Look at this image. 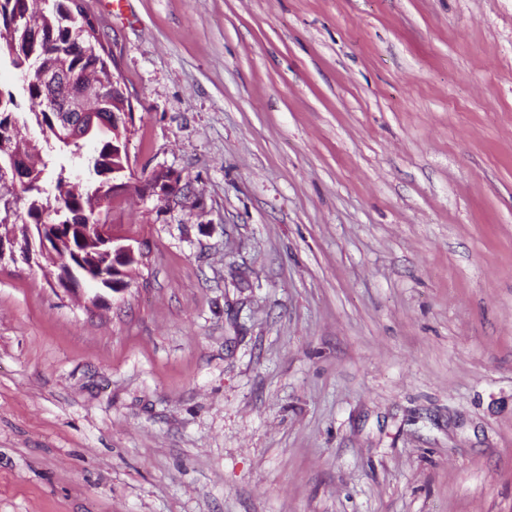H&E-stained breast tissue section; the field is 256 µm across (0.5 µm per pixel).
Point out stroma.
I'll return each mask as SVG.
<instances>
[{"instance_id": "obj_1", "label": "stroma", "mask_w": 512, "mask_h": 512, "mask_svg": "<svg viewBox=\"0 0 512 512\" xmlns=\"http://www.w3.org/2000/svg\"><path fill=\"white\" fill-rule=\"evenodd\" d=\"M149 248L0 262V512H512V0H124Z\"/></svg>"}]
</instances>
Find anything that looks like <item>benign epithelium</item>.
I'll use <instances>...</instances> for the list:
<instances>
[{
    "label": "benign epithelium",
    "instance_id": "1",
    "mask_svg": "<svg viewBox=\"0 0 512 512\" xmlns=\"http://www.w3.org/2000/svg\"><path fill=\"white\" fill-rule=\"evenodd\" d=\"M36 33L29 16L17 17L11 25L0 32V42L9 48L18 40ZM23 67L36 74L44 92L54 102L53 128L56 134L67 140H91L99 134L110 131L113 140L119 143L118 156L123 158L119 166L112 167V197L117 198L130 188H135L141 197H157L172 202L181 195L177 174L159 169L147 178L136 175L130 158V142L134 129V106L130 95H125L123 103L112 108V116L102 113L103 105L91 95L87 82L68 71L61 60L48 61L41 57L26 59ZM0 149L9 157L7 166L0 168V184L4 186L26 187L30 184V158L13 146V133L0 135ZM86 234L101 241L105 252L112 254V280H122L125 286L112 289L114 294H124L132 286L133 273L148 262L149 252L142 240L120 225L89 224ZM60 246L59 239L50 234L41 236L38 244L25 242L13 234L9 224L0 225V260L8 257L22 260L30 265L38 261V256H53ZM61 290L70 295H88L92 306L104 301L103 288H75L69 280L59 284Z\"/></svg>",
    "mask_w": 512,
    "mask_h": 512
}]
</instances>
